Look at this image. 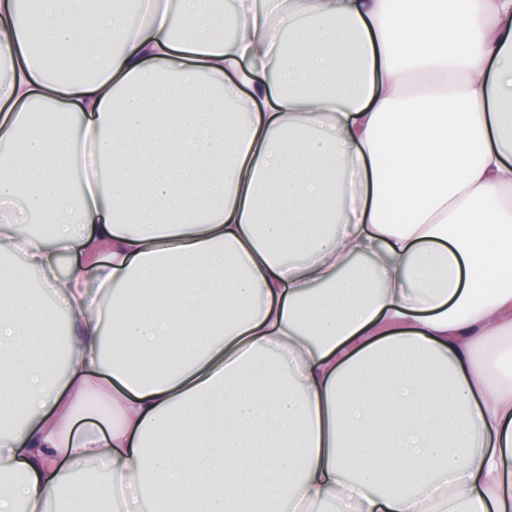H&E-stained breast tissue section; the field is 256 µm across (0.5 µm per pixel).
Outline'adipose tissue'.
Returning a JSON list of instances; mask_svg holds the SVG:
<instances>
[{
  "instance_id": "1",
  "label": "adipose tissue",
  "mask_w": 512,
  "mask_h": 512,
  "mask_svg": "<svg viewBox=\"0 0 512 512\" xmlns=\"http://www.w3.org/2000/svg\"><path fill=\"white\" fill-rule=\"evenodd\" d=\"M129 1L0 0V512H512V0Z\"/></svg>"
}]
</instances>
